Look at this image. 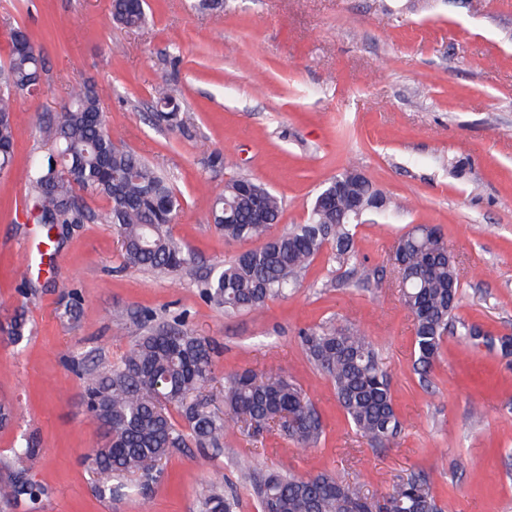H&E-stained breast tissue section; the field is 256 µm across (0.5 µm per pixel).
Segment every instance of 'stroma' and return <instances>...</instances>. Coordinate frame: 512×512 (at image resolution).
Masks as SVG:
<instances>
[{"instance_id": "35a3bbf8", "label": "stroma", "mask_w": 512, "mask_h": 512, "mask_svg": "<svg viewBox=\"0 0 512 512\" xmlns=\"http://www.w3.org/2000/svg\"><path fill=\"white\" fill-rule=\"evenodd\" d=\"M110 7L0 0V66L14 26L45 60L39 90L16 100L15 164L0 173V318L22 306L31 325L17 343L0 335V402L16 415L0 430V479L11 448L32 437L42 454L29 473L48 488L38 512H197L209 485L243 489L246 459L328 472L369 497L422 469L444 512H512V355L451 335L421 383L393 262L403 232L440 227L458 262L457 317L494 340L512 336V0H146L148 21L132 29L113 24ZM86 81L115 141L172 176L182 207L171 233L194 251L190 271L158 278L125 266L119 233L98 221L48 244L27 212L24 167L51 146L45 120ZM161 85L174 88L187 132L153 125ZM214 150L225 160L217 172L203 165ZM350 166L397 207L363 216L355 271L326 247L298 290L261 312L228 315L201 296L210 268L258 246L224 239L209 221L227 179L254 178L281 198L276 236L306 223L315 196ZM146 310L161 324L182 317L211 342L213 388L243 369L301 387L322 416L318 446L235 426L220 452H175L147 497L99 498L84 456L103 434L65 364L118 361ZM322 324L359 328L387 368L403 422L387 447L356 434L309 363L300 332Z\"/></svg>"}]
</instances>
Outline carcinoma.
I'll return each instance as SVG.
<instances>
[{
    "label": "carcinoma",
    "instance_id": "obj_1",
    "mask_svg": "<svg viewBox=\"0 0 512 512\" xmlns=\"http://www.w3.org/2000/svg\"><path fill=\"white\" fill-rule=\"evenodd\" d=\"M111 18L128 28L142 26L145 0H112ZM8 46V65L0 71V173L15 162L16 96L35 93L44 70L27 30L12 28ZM153 117L160 126L183 127L176 97L164 86L156 90ZM48 130L53 152L31 161L25 170L26 199L35 223L50 232L99 219L116 227L131 267L166 276L193 265L194 253L169 229L181 207L171 178L115 144L93 85H76ZM337 178L351 183L363 198V214L392 211L389 201L380 210L371 206L378 190L358 171L347 169ZM86 193L103 197L107 209L100 215L90 210ZM281 212L276 194L244 176L229 178L224 192L213 199L210 220L224 238L264 240L202 281L201 294L224 313L260 311L270 299L298 287L302 271L327 243L333 245L338 265L356 263V225L341 220L336 203L315 198L307 223L270 238ZM395 261L403 303L414 320L415 371L426 382L448 335L457 334L472 345L484 336L478 327L455 319L462 285L438 227L419 224L404 233ZM154 321L152 313L133 320L134 343L119 361L102 367L83 360L70 365L85 382V414L104 431L105 444L87 456L99 496L112 499L126 489L147 493L174 451L193 444L218 453L226 430L241 421L258 434L275 427L301 448L319 443L321 417L292 381L272 371L259 377L245 370L229 376L219 396L206 395L213 380L210 345L185 329L155 326ZM26 329L25 312L15 311L8 339H22ZM301 343L310 363L332 381L356 432L376 447L387 446L402 424L388 372L368 337L351 327L324 325L303 331ZM216 401L223 409L213 406ZM11 452L16 468L0 481V503H25L34 512L45 488L29 475L26 463L40 449L27 440ZM246 490L260 512H441L423 470L393 485L380 502L359 496L329 473L298 476L256 466L248 467ZM240 509V495L217 483L198 500V512Z\"/></svg>",
    "mask_w": 512,
    "mask_h": 512
}]
</instances>
